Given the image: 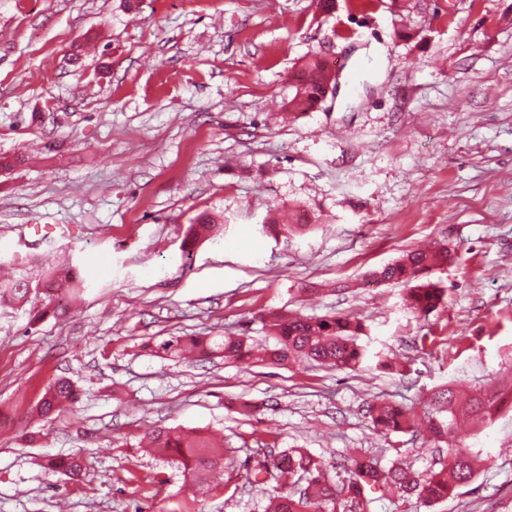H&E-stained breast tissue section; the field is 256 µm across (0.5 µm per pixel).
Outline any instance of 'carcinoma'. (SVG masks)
I'll return each mask as SVG.
<instances>
[{
	"label": "carcinoma",
	"mask_w": 512,
	"mask_h": 512,
	"mask_svg": "<svg viewBox=\"0 0 512 512\" xmlns=\"http://www.w3.org/2000/svg\"><path fill=\"white\" fill-rule=\"evenodd\" d=\"M301 72L302 79L288 101V107L298 114L313 109L336 80L316 56L306 59ZM218 219L220 216L209 212L190 218L181 243L182 251L190 253L191 247L215 228ZM448 258L446 247L415 250L372 271L370 277L379 282L413 283L407 291L405 305L415 314L427 315L437 308L443 297V290L429 279L430 272L448 264ZM83 283L84 277L77 267L47 268L40 282L44 310L64 314L63 286L78 290ZM31 288V283L21 276L0 280V306L26 303ZM269 328L275 345L267 349V355L275 364L307 360L329 367H349L362 363L369 355L367 347L357 343L364 334L363 324L344 316L280 315L271 318ZM155 349L173 357L195 353L204 359L222 357L234 361L250 358L253 351L247 337L239 335L172 336L155 345ZM76 400L74 382L58 378L45 389L37 413L48 417ZM427 409L429 441L438 448L448 443V431L459 415L472 412L483 420H490L498 412L496 397L472 401L453 386L430 393ZM367 413L374 427L387 435L415 428L416 415L410 406L373 403ZM144 440L147 451L158 457L177 456L197 487L204 486L209 472L224 462V445L212 441L203 432L158 428L145 433ZM480 459L478 453L450 446L448 452L440 456L438 468L424 477L399 459L386 469L380 468L375 460L356 459L348 477L340 479L329 475L322 461L305 449L288 448L273 456L271 477L287 478L291 491L269 499L264 512H366L374 495L387 489L393 491L399 501L415 495L435 505L474 480Z\"/></svg>",
	"instance_id": "1"
}]
</instances>
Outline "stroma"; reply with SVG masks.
Masks as SVG:
<instances>
[{
  "label": "stroma",
  "mask_w": 512,
  "mask_h": 512,
  "mask_svg": "<svg viewBox=\"0 0 512 512\" xmlns=\"http://www.w3.org/2000/svg\"><path fill=\"white\" fill-rule=\"evenodd\" d=\"M337 71L315 109L290 114L300 60ZM0 274L41 280L90 260L65 318L40 293L0 307V512H263L251 483L274 452L325 465L354 455L418 474L410 434L366 408L442 386L512 394V0H0ZM223 213V240L180 245L190 217ZM309 229L274 238L267 214ZM446 246L444 291L416 316L403 283L368 285L403 252ZM279 313L354 316L375 360L184 362L179 335L272 346ZM66 376L81 395L36 404ZM224 439L205 489L146 452L147 427ZM481 454L447 502L407 512H512V407L462 420ZM73 455L68 477L49 459ZM77 395V390L71 379L64 377L55 379L45 389L38 402L37 413L41 417L54 415L76 402Z\"/></svg>",
  "instance_id": "obj_1"
}]
</instances>
